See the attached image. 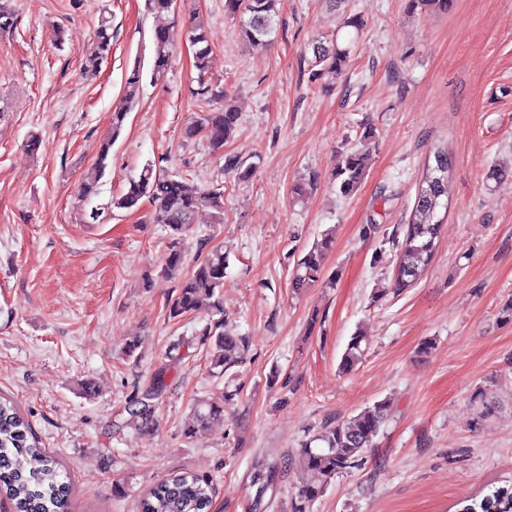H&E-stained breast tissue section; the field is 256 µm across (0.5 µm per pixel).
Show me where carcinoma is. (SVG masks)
Here are the masks:
<instances>
[{
	"label": "carcinoma",
	"instance_id": "1",
	"mask_svg": "<svg viewBox=\"0 0 512 512\" xmlns=\"http://www.w3.org/2000/svg\"><path fill=\"white\" fill-rule=\"evenodd\" d=\"M407 12L446 13L452 0H405ZM280 0H225V9L239 17V35L251 48H266L278 35L276 17ZM148 12L158 18L177 14V0H146ZM189 39L194 47V67L197 71L195 95L201 99L222 100L224 104L201 111V114L184 128V137L194 139L204 135L211 145L220 148L224 139L238 125L240 113L225 100L224 89L211 83L209 76L212 53L206 26L198 17L190 19ZM154 56L150 79L164 78L171 59L169 26L159 23L152 31ZM112 46V19L100 18L95 40L85 59L88 73L98 72ZM350 51L334 43L330 46H313L310 78L314 81L335 78L348 62ZM144 72L136 64L127 72L123 95L112 112V139H117L125 119L140 99ZM112 143L100 149L95 164L82 180L79 194L92 202L99 194V185L108 167ZM366 169V156L358 150L348 151L339 160L335 180L338 192L348 197L361 184ZM448 172L425 164L408 222L401 226L402 235H393L391 243L399 250L391 290L399 295L412 287L430 265L440 236L443 221L437 211L447 207ZM153 206L152 223L164 225L170 237L168 253L161 268L163 275L178 280V294L170 300V316L181 318L199 310L214 316L220 311L221 290L224 288L226 259L224 251L212 250L197 259L194 268L181 275L185 263L183 240L195 224L224 223V192L219 189L197 190L185 181L165 174L148 163L138 178L129 182L127 190L111 199L104 207L91 208L89 219L100 220L103 211L112 209L137 210L143 201ZM332 244L331 237L321 240L304 250L293 271L292 288L299 291L323 277L324 259ZM210 347V368L222 375L229 361H241L249 350L244 336L224 328L223 321L212 319L201 331ZM368 339L362 333L352 334L340 361V368L347 372L363 359ZM168 367L162 366L155 375L149 390L135 395L130 420L140 430L154 426L155 400L164 387ZM224 412L218 403L199 402L192 415L186 435L192 437L204 431L210 421ZM390 406L385 400L364 407L356 416L347 420L325 422L315 433L307 436L300 445L306 463L307 479L291 501V512H309L310 505L321 495L334 478L350 473L359 467L365 449L372 447L386 424ZM250 487L254 490L249 509L263 512L269 491L279 481L276 464L264 457L255 458L250 467ZM71 495L70 485L61 480L60 463L46 449L38 445L29 425L16 406L0 397V498L10 502L13 512H66ZM213 488L211 481L192 473L176 474L156 485L140 500L139 512H211ZM462 512H512V484L494 488L479 501L462 507Z\"/></svg>",
	"mask_w": 512,
	"mask_h": 512
}]
</instances>
